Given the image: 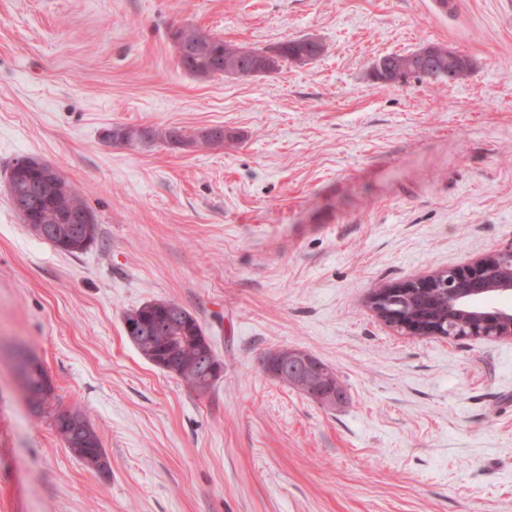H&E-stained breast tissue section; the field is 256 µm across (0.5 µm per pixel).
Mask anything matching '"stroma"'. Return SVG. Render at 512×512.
Returning a JSON list of instances; mask_svg holds the SVG:
<instances>
[{"mask_svg":"<svg viewBox=\"0 0 512 512\" xmlns=\"http://www.w3.org/2000/svg\"><path fill=\"white\" fill-rule=\"evenodd\" d=\"M180 22L327 50L199 78L177 65ZM431 45L467 78L372 79ZM115 124L219 126L224 143L113 147ZM26 156L85 194L100 237L61 253L0 192V512H512V339L404 335L368 306L512 245V0H0V183ZM157 299L223 359L207 393L126 336L124 313ZM282 347L334 368L345 400L265 373ZM18 348L49 410L24 401ZM56 409L96 428L109 478ZM81 416L86 421L90 423V421L86 418V416L78 409L75 410H65L59 411L53 421V427L57 435L65 442L69 450L74 454V456L79 459L87 468L94 471L95 473V464L98 459L103 456L106 459V453L102 448V444L100 438H98V446L100 448V454L96 453L93 448L84 447L83 445H87L84 439V434L80 431L71 421V416ZM92 425V424H91ZM74 448H87L85 450V455L75 454ZM107 461V459H106Z\"/></svg>","mask_w":512,"mask_h":512,"instance_id":"1","label":"stroma"}]
</instances>
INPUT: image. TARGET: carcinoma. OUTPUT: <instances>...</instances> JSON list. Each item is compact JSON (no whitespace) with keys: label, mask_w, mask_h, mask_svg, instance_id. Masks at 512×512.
I'll use <instances>...</instances> for the list:
<instances>
[{"label":"carcinoma","mask_w":512,"mask_h":512,"mask_svg":"<svg viewBox=\"0 0 512 512\" xmlns=\"http://www.w3.org/2000/svg\"><path fill=\"white\" fill-rule=\"evenodd\" d=\"M205 38L207 41L202 43V47L191 50L183 61L178 63L183 71L194 76L204 71L221 75L224 72V63L235 60L250 64L255 58V53L259 52L257 48L247 50L243 45L231 44L212 34L205 35ZM307 52L309 48L306 45L292 39L279 44L278 60L294 64L297 58ZM129 130L141 143L161 140L181 147L216 146L218 141L224 138L222 127L213 128L216 134V139L213 140L197 132L187 134L178 128H131L119 124L112 126V136L118 140ZM46 177L69 182L56 166L42 158L31 156L16 161L5 179L6 193L10 201H15V195L21 193L23 187ZM74 209L94 215L84 195L76 188L70 193L57 192L46 202L38 201L32 215L38 223L46 226V241L60 252L70 255L88 251L100 236L99 224L95 221L89 224L88 231L80 236L71 237L57 231L59 225L55 224L53 217ZM446 311L448 297L439 291L425 295L422 302H416V309L411 315L424 313L431 318H443ZM123 323L126 336L143 358L169 375L181 379L191 388H197L199 383L204 381L205 356H211L217 366H224V361L216 355L205 336L198 318L175 301L159 299L131 309L125 313ZM283 382L303 393L306 392V385H311L316 388V391L311 393L315 400L326 391H344L336 372L330 367L308 384L286 376L283 377ZM53 398L54 389L43 387L42 375L29 371L25 399L31 409L39 414ZM73 415L80 416L82 412L78 409L60 411L53 421L55 432L71 451L85 445L83 432L71 421Z\"/></svg>","instance_id":"obj_1"}]
</instances>
